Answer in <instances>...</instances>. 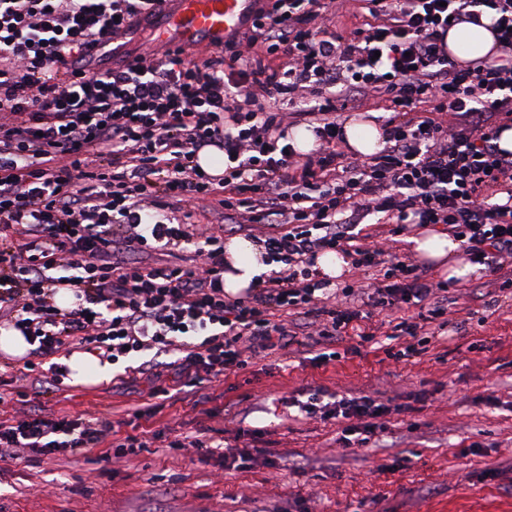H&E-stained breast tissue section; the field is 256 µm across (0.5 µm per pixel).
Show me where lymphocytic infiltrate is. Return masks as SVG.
I'll return each mask as SVG.
<instances>
[{
    "label": "lymphocytic infiltrate",
    "instance_id": "1",
    "mask_svg": "<svg viewBox=\"0 0 512 512\" xmlns=\"http://www.w3.org/2000/svg\"><path fill=\"white\" fill-rule=\"evenodd\" d=\"M261 2L247 32L215 48L157 49L96 72L92 49L155 15L158 0H0V326L30 346L20 374L45 368L62 385L68 369L53 357L77 343L116 363L142 357L153 397L197 406L209 400L203 382L275 350L305 345L315 363L339 359L350 329L364 342L380 335L378 311L398 313L391 336L408 339L387 357L421 354L459 330L449 312L465 294L360 232L375 215L398 233L447 225L488 287L512 289V152L497 144L512 122V0H361L372 21L347 37L317 28L352 0ZM485 15L498 57L460 65L444 35ZM338 96L386 102L379 153L349 155ZM301 117L317 138L306 154L286 142ZM207 146L223 151V178L195 163ZM182 203L262 225L280 270L230 298L223 228L175 217ZM192 240L190 264L174 262ZM325 252L375 271L371 289L317 279L311 267ZM62 289L74 298L65 309ZM149 352L170 356L168 371ZM302 410L344 421L362 447L393 408L314 394ZM148 441L24 398L0 420V461L76 459L102 445L118 463Z\"/></svg>",
    "mask_w": 512,
    "mask_h": 512
}]
</instances>
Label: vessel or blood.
Segmentation results:
<instances>
[{"label":"vessel or blood","instance_id":"obj_1","mask_svg":"<svg viewBox=\"0 0 512 512\" xmlns=\"http://www.w3.org/2000/svg\"><path fill=\"white\" fill-rule=\"evenodd\" d=\"M253 9L254 0H162L156 32L172 47L186 42L211 46L244 26Z\"/></svg>","mask_w":512,"mask_h":512}]
</instances>
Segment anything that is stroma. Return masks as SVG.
Instances as JSON below:
<instances>
[{"label": "stroma", "instance_id": "1", "mask_svg": "<svg viewBox=\"0 0 512 512\" xmlns=\"http://www.w3.org/2000/svg\"><path fill=\"white\" fill-rule=\"evenodd\" d=\"M421 231L408 225L387 250L418 260L431 281L468 289L471 299L456 307L454 321L494 304L483 326L436 337L426 352L400 361L385 354L400 340L383 336L344 337L336 345L341 359L320 368L311 348L292 346L210 382L211 402L169 404L137 422L142 431L167 424L211 445L236 444L258 463L227 469L216 455L192 459L157 447L114 465L100 447L71 460L0 461V512H268L275 505L289 512L304 498L317 512H512V299L492 301L480 273L450 277L419 259L413 239ZM318 387L344 395L380 390L403 410L388 416L378 446L351 451L335 421L295 408ZM149 391L121 363L97 384L69 383L46 395L26 388L44 408L115 421L149 404ZM235 404L249 411L241 438L221 420ZM278 454L295 468L263 465Z\"/></svg>", "mask_w": 512, "mask_h": 512}]
</instances>
